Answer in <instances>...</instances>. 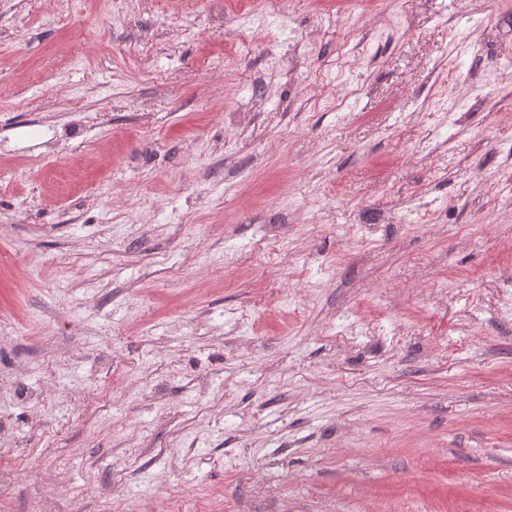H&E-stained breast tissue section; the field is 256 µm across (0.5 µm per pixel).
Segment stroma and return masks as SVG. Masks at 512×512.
Here are the masks:
<instances>
[{
	"instance_id": "1",
	"label": "stroma",
	"mask_w": 512,
	"mask_h": 512,
	"mask_svg": "<svg viewBox=\"0 0 512 512\" xmlns=\"http://www.w3.org/2000/svg\"><path fill=\"white\" fill-rule=\"evenodd\" d=\"M225 2L0 0V512H512V0Z\"/></svg>"
}]
</instances>
